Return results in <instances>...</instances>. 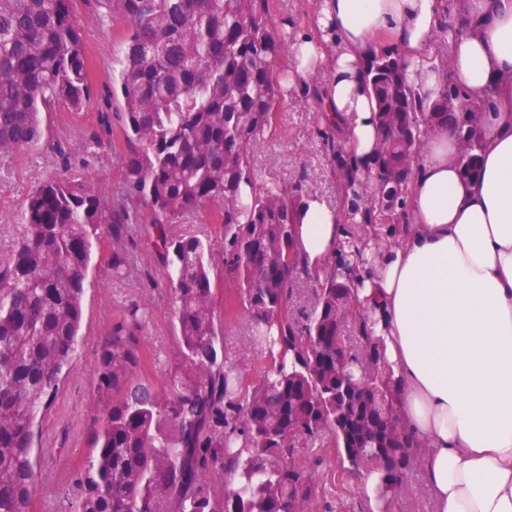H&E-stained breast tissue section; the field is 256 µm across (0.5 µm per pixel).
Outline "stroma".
Here are the masks:
<instances>
[{
    "label": "stroma",
    "mask_w": 512,
    "mask_h": 512,
    "mask_svg": "<svg viewBox=\"0 0 512 512\" xmlns=\"http://www.w3.org/2000/svg\"><path fill=\"white\" fill-rule=\"evenodd\" d=\"M75 9L81 18L87 46L94 96L81 111L59 109L43 119L39 145L0 161V257L11 250L19 214L33 186L68 166L88 177L103 190H117L122 183L118 151L125 145L119 133L122 110L112 94L124 58L127 27L120 20L99 16L84 0ZM109 120L113 135L105 145L90 143L89 136ZM323 124L318 112L302 102L300 94L282 96L271 130L255 148L252 164L260 185H278L290 192L316 194L330 206L340 197L330 163L323 149ZM224 207L207 203L189 212L172 232L178 236L219 239ZM130 264L122 276H113L112 243L100 245L97 264L86 286L83 345L47 414L39 436L42 487L37 512H62L70 487L62 466L83 458L90 450L93 419L94 371L102 336L116 313L132 306L147 307L150 319L139 338L147 355V376L164 384L169 356L176 348L174 332L176 304L165 280L161 258L143 230H133L123 242ZM220 302L224 362L242 369L248 382H258L267 367V357L249 346L250 320L241 304L238 288L223 277L217 292ZM311 461L312 480L326 489L334 512H366L359 492L360 475L340 460L330 438L303 448Z\"/></svg>",
    "instance_id": "obj_1"
}]
</instances>
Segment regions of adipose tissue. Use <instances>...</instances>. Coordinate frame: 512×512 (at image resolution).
I'll use <instances>...</instances> for the list:
<instances>
[{
    "label": "adipose tissue",
    "instance_id": "obj_1",
    "mask_svg": "<svg viewBox=\"0 0 512 512\" xmlns=\"http://www.w3.org/2000/svg\"><path fill=\"white\" fill-rule=\"evenodd\" d=\"M461 8L470 24L442 60L431 46L443 0H318L313 34L296 40L288 87L301 92L322 76L324 110L359 191L381 140L367 70L382 45L399 49L426 92L448 73L495 107L477 126L474 176L460 171L455 132L429 133L408 222L386 228L381 256L369 240L350 247L343 209L315 194L296 212L294 249L318 279L331 257L350 253L355 313L400 384L430 512H512V0H461Z\"/></svg>",
    "mask_w": 512,
    "mask_h": 512
}]
</instances>
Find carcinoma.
<instances>
[{"label":"carcinoma","mask_w":512,"mask_h":512,"mask_svg":"<svg viewBox=\"0 0 512 512\" xmlns=\"http://www.w3.org/2000/svg\"><path fill=\"white\" fill-rule=\"evenodd\" d=\"M128 24L119 73L127 151L113 195L66 169L27 196L8 258L0 260V512H34L41 483L35 443L83 343L84 294L94 250L112 240V274L129 264L119 249L143 227L159 248L177 303L178 343L159 387L143 374L139 334L148 311L130 307L102 337L95 367L93 447L70 472V512H313L322 494L300 448L329 435L343 460L375 469L388 499L416 462L396 416L398 383L379 344L342 345L353 313L350 263L342 254L316 289L314 312L288 316L291 284L304 272L293 247L302 197L257 187L251 157L282 95L276 62L289 42L272 0H92ZM449 39L464 32L446 5ZM368 77L384 151L369 170L376 192H353L364 225L385 224L403 205L433 127L468 131L464 176L477 172L480 144L460 106L488 112L451 77L431 98L407 77L399 53L375 55ZM92 95L74 0H0V160L41 139V113L82 109ZM337 174L349 156L324 130ZM252 197L244 201L242 185ZM393 211L383 209V197ZM224 205V270L236 283L252 344L271 364L249 385L224 365L211 240L174 237L171 226L200 204ZM237 487L224 488V473Z\"/></svg>","instance_id":"1"}]
</instances>
